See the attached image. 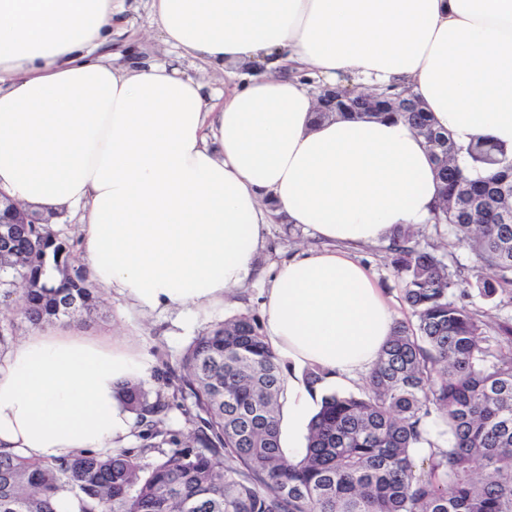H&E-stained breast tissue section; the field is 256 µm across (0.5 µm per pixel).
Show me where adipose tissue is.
Masks as SVG:
<instances>
[{
    "instance_id": "1",
    "label": "adipose tissue",
    "mask_w": 512,
    "mask_h": 512,
    "mask_svg": "<svg viewBox=\"0 0 512 512\" xmlns=\"http://www.w3.org/2000/svg\"><path fill=\"white\" fill-rule=\"evenodd\" d=\"M127 0H0V193L71 209L90 277L140 313L192 320L254 276L269 222L322 241L278 262L264 334L289 373L348 382L394 316L356 245L427 224L440 184L407 121L317 120L315 85L412 94L459 151L512 150V0H151L172 56L104 50ZM223 71L207 93L179 61ZM147 356L73 323L0 355V452L69 461L124 448L118 397Z\"/></svg>"
}]
</instances>
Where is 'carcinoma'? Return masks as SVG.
Here are the masks:
<instances>
[{
    "label": "carcinoma",
    "instance_id": "1",
    "mask_svg": "<svg viewBox=\"0 0 512 512\" xmlns=\"http://www.w3.org/2000/svg\"><path fill=\"white\" fill-rule=\"evenodd\" d=\"M397 117L440 166L434 228L444 242L425 246L420 230L394 228L387 252L410 318L395 321L360 394L321 396L299 456L281 444L280 360L260 321L238 316L195 338L162 387L122 385L146 427L139 453L66 463L0 453V512H56L62 494L79 512H512V325L465 303L474 292L512 303V159L478 138L469 165L487 175L472 179L428 113ZM10 228L0 247V291L12 296L0 349L17 316L41 327L99 312L102 295L46 225ZM463 244L494 279L472 280L448 262ZM177 399L190 401L183 439L163 420ZM166 445L177 450L140 464L138 454ZM228 458L236 466H224Z\"/></svg>",
    "mask_w": 512,
    "mask_h": 512
}]
</instances>
